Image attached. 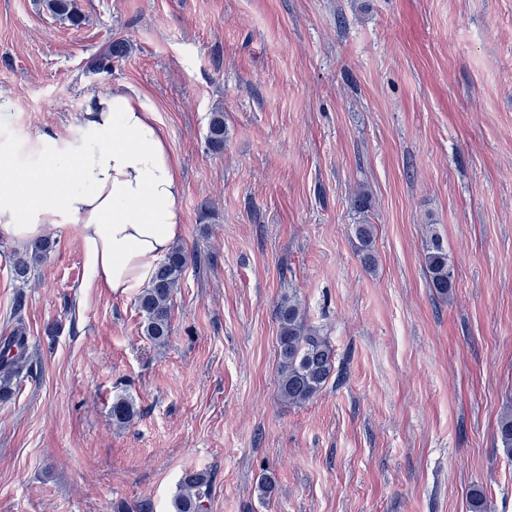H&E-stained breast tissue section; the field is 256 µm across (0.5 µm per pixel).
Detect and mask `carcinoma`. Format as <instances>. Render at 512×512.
<instances>
[{
    "label": "carcinoma",
    "instance_id": "carcinoma-1",
    "mask_svg": "<svg viewBox=\"0 0 512 512\" xmlns=\"http://www.w3.org/2000/svg\"><path fill=\"white\" fill-rule=\"evenodd\" d=\"M49 10L73 25L81 22L75 0H48ZM224 113L210 114L207 145L211 152H224ZM355 234L361 245L363 262L367 268L375 266L373 242L375 227L372 224L355 225ZM52 249V243L43 239L34 243L22 256L14 258L16 279L25 283L38 264ZM194 255L182 246H175L160 261L148 286L137 298L142 315L143 333L157 345L167 343L172 331L174 297L184 280ZM430 287L446 298L453 286V273L448 262V252L439 236L430 237L425 255ZM279 324V369L277 394L280 400L292 406H301L313 400L325 387L335 368V353L320 329L309 323L302 303L291 293L282 296L276 308ZM31 373L28 353V336L22 326L0 338V402L9 400L19 383ZM112 422L126 426L136 415L131 398L118 395L112 400ZM498 437L502 448L512 457V411L504 413L498 422ZM210 477L199 470H186L179 480V489L171 501L170 512H208Z\"/></svg>",
    "mask_w": 512,
    "mask_h": 512
}]
</instances>
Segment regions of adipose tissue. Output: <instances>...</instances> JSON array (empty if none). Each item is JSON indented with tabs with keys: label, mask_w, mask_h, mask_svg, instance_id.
I'll list each match as a JSON object with an SVG mask.
<instances>
[{
	"label": "adipose tissue",
	"mask_w": 512,
	"mask_h": 512,
	"mask_svg": "<svg viewBox=\"0 0 512 512\" xmlns=\"http://www.w3.org/2000/svg\"><path fill=\"white\" fill-rule=\"evenodd\" d=\"M8 107L0 99V235L24 246L74 230L86 289L128 296L144 288L184 234L183 183L139 91L92 95L75 135L41 133L23 143L8 132Z\"/></svg>",
	"instance_id": "obj_1"
}]
</instances>
